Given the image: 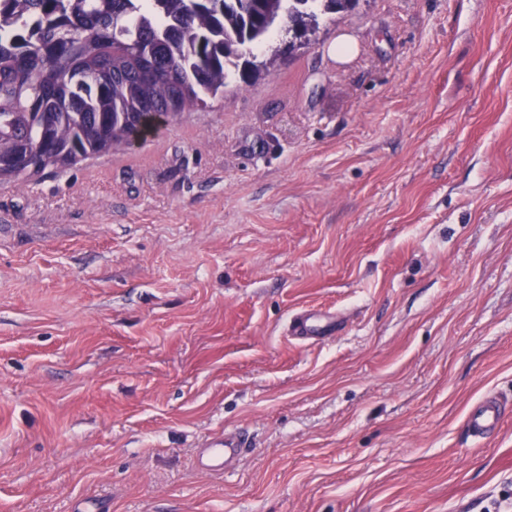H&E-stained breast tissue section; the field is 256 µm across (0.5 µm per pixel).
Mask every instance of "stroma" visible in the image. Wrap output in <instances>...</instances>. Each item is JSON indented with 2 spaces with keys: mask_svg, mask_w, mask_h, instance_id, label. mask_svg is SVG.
<instances>
[{
  "mask_svg": "<svg viewBox=\"0 0 512 512\" xmlns=\"http://www.w3.org/2000/svg\"><path fill=\"white\" fill-rule=\"evenodd\" d=\"M308 308L334 336H290ZM77 500L512 512V0H363L138 143L0 181V512ZM501 421L499 405L492 398L478 402L468 418V427L476 439H483L495 430ZM248 440L244 429L206 439L199 456L201 466L211 472L224 473L229 462L250 448Z\"/></svg>",
  "mask_w": 512,
  "mask_h": 512,
  "instance_id": "stroma-1",
  "label": "stroma"
}]
</instances>
